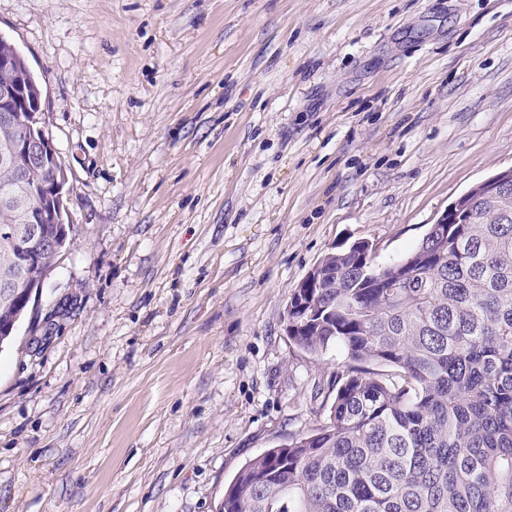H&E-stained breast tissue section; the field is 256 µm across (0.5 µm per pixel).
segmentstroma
I'll use <instances>...</instances> for the list:
<instances>
[{
	"instance_id": "1",
	"label": "stroma",
	"mask_w": 512,
	"mask_h": 512,
	"mask_svg": "<svg viewBox=\"0 0 512 512\" xmlns=\"http://www.w3.org/2000/svg\"><path fill=\"white\" fill-rule=\"evenodd\" d=\"M69 240L0 345V512H216L325 422L286 333L363 239L397 258L512 168V0H0Z\"/></svg>"
}]
</instances>
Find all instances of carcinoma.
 Returning <instances> with one entry per match:
<instances>
[{
    "mask_svg": "<svg viewBox=\"0 0 512 512\" xmlns=\"http://www.w3.org/2000/svg\"><path fill=\"white\" fill-rule=\"evenodd\" d=\"M0 91L41 96L0 37ZM23 209L0 206V232ZM289 339L345 355L327 422L246 462L220 512H512V187L398 259L325 258Z\"/></svg>",
    "mask_w": 512,
    "mask_h": 512,
    "instance_id": "obj_1",
    "label": "carcinoma"
}]
</instances>
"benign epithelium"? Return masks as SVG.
I'll return each mask as SVG.
<instances>
[{
	"label": "benign epithelium",
	"instance_id": "1",
	"mask_svg": "<svg viewBox=\"0 0 512 512\" xmlns=\"http://www.w3.org/2000/svg\"><path fill=\"white\" fill-rule=\"evenodd\" d=\"M9 97L0 101V124L20 126L24 134L19 140L15 151L0 158V162L17 167L18 156L25 157L26 166L18 167V179L23 181L28 167H54L57 151L45 128L36 126L39 118L36 113L22 112L8 105ZM68 183L66 172H52L50 178L30 187L28 195L27 219L25 223L15 225L6 233V237L17 246V268L24 271L39 264L41 256L47 251L61 255L68 231L63 224L65 186ZM512 184V168L503 170L496 175L480 182L467 193L469 202L493 197L497 190ZM52 217L59 224L56 236L47 233L46 219ZM42 281L33 280L19 292L22 296V311L34 305L41 288Z\"/></svg>",
	"mask_w": 512,
	"mask_h": 512
}]
</instances>
